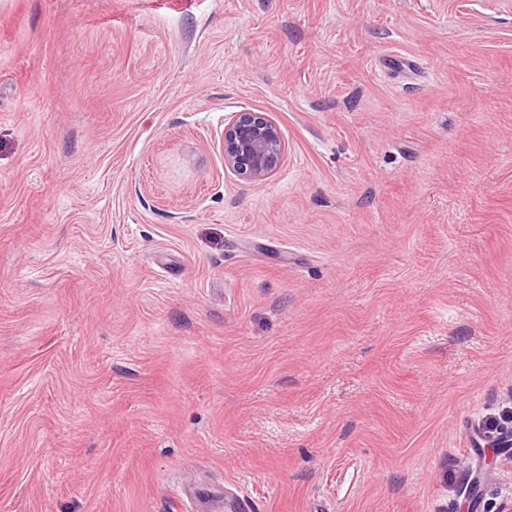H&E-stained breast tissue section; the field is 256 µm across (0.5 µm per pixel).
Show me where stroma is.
Returning a JSON list of instances; mask_svg holds the SVG:
<instances>
[{
	"label": "stroma",
	"mask_w": 512,
	"mask_h": 512,
	"mask_svg": "<svg viewBox=\"0 0 512 512\" xmlns=\"http://www.w3.org/2000/svg\"><path fill=\"white\" fill-rule=\"evenodd\" d=\"M510 406L512 0H0V512H500ZM287 148L278 123L262 113L237 112L224 126V169L246 180H267Z\"/></svg>",
	"instance_id": "obj_1"
}]
</instances>
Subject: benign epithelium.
I'll return each instance as SVG.
<instances>
[{"instance_id": "benign-epithelium-1", "label": "benign epithelium", "mask_w": 512, "mask_h": 512, "mask_svg": "<svg viewBox=\"0 0 512 512\" xmlns=\"http://www.w3.org/2000/svg\"><path fill=\"white\" fill-rule=\"evenodd\" d=\"M286 153L280 126L262 113L237 112L224 126V169L249 181L267 180Z\"/></svg>"}]
</instances>
